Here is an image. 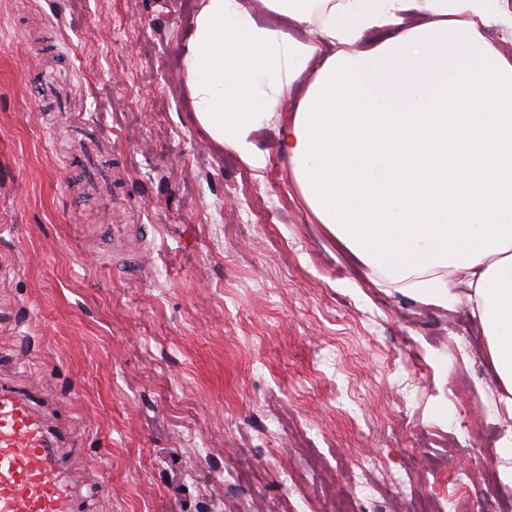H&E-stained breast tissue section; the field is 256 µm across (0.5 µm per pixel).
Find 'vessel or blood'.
I'll return each instance as SVG.
<instances>
[{
    "mask_svg": "<svg viewBox=\"0 0 512 512\" xmlns=\"http://www.w3.org/2000/svg\"><path fill=\"white\" fill-rule=\"evenodd\" d=\"M63 444L27 396L0 388V512H80Z\"/></svg>",
    "mask_w": 512,
    "mask_h": 512,
    "instance_id": "b4317fda",
    "label": "vessel or blood"
}]
</instances>
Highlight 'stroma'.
Masks as SVG:
<instances>
[{
    "label": "stroma",
    "instance_id": "35a3bbf8",
    "mask_svg": "<svg viewBox=\"0 0 512 512\" xmlns=\"http://www.w3.org/2000/svg\"><path fill=\"white\" fill-rule=\"evenodd\" d=\"M197 0H0V381L68 423L82 512H512L468 289L371 281L191 118ZM82 93L44 99L53 70ZM493 457L475 468L473 439Z\"/></svg>",
    "mask_w": 512,
    "mask_h": 512
}]
</instances>
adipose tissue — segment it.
Segmentation results:
<instances>
[{
	"label": "adipose tissue",
	"instance_id": "1",
	"mask_svg": "<svg viewBox=\"0 0 512 512\" xmlns=\"http://www.w3.org/2000/svg\"><path fill=\"white\" fill-rule=\"evenodd\" d=\"M317 28L304 42L260 25L246 0H198L183 62L193 117L254 168L253 134L278 118L277 150L326 231L383 281L423 302L469 301L497 383L512 395V0H263ZM394 35L356 53L324 42ZM309 78L296 112L288 89Z\"/></svg>",
	"mask_w": 512,
	"mask_h": 512
}]
</instances>
